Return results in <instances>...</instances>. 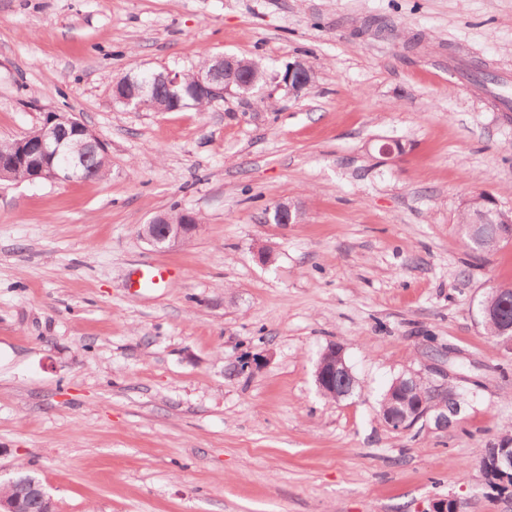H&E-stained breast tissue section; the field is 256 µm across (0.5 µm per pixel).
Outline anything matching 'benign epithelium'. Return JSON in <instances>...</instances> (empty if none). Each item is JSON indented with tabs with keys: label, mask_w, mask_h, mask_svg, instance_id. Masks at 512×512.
<instances>
[{
	"label": "benign epithelium",
	"mask_w": 512,
	"mask_h": 512,
	"mask_svg": "<svg viewBox=\"0 0 512 512\" xmlns=\"http://www.w3.org/2000/svg\"><path fill=\"white\" fill-rule=\"evenodd\" d=\"M313 71L303 61L297 60L288 64V73L282 85L288 92L298 95L309 89L313 84ZM247 76L243 75L233 56L216 57L214 60L195 71L193 84L199 93L209 94L215 100L225 92L243 86ZM149 95V86L139 78V74L131 71L116 79L113 85V96L119 102L136 108L144 107ZM85 124L73 113L58 115L52 113L50 120L27 134V137L38 142L39 149L27 157L23 164L34 170L38 176L49 182H70L84 175L89 158L106 144L97 136L83 134ZM485 216L495 223L507 228L498 236L500 240L512 239V212L498 208L493 199L484 197ZM276 219L280 224L298 222L300 214L287 202H279L274 207ZM199 219L196 215L184 212L182 220L171 224L165 216L158 215L142 229L143 238L156 248L185 242L193 238L199 230ZM316 384L322 393L340 399L339 387L355 383V377L347 364L343 348L332 344L321 354L315 372ZM405 381L413 386L403 400H395L382 412L386 424L394 430H405L413 427L421 419L427 417L425 396L419 390L423 378L412 374ZM483 471L486 484L497 492V495L512 500V447L495 448L485 459ZM31 496L42 502L44 512H55V503L39 482H32Z\"/></svg>",
	"instance_id": "1"
}]
</instances>
